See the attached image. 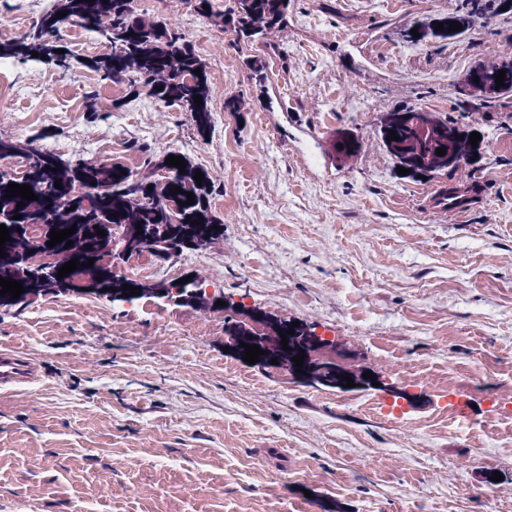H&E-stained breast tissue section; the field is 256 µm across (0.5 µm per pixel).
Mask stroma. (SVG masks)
Listing matches in <instances>:
<instances>
[{
    "instance_id": "35a3bbf8",
    "label": "stroma",
    "mask_w": 512,
    "mask_h": 512,
    "mask_svg": "<svg viewBox=\"0 0 512 512\" xmlns=\"http://www.w3.org/2000/svg\"><path fill=\"white\" fill-rule=\"evenodd\" d=\"M49 5L0 0V40ZM212 5L204 18L190 0L134 2L205 60L207 135L101 73L4 58L0 137L138 176L151 154L188 157L215 180L223 241L132 262L327 332L418 404L248 364L225 348L221 311L42 296L0 308V346L40 368L0 390V512H512V98L461 108L463 76L512 41V13L291 0L286 24L247 46L220 25L232 0ZM450 19L460 31L437 30ZM91 92L108 107L94 119ZM406 106L481 136V195L460 217L425 206L449 176L398 174L382 143V115ZM342 134L357 154L337 155ZM109 140L121 151L99 152Z\"/></svg>"
}]
</instances>
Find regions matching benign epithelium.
I'll list each match as a JSON object with an SVG mask.
<instances>
[{
  "label": "benign epithelium",
  "instance_id": "obj_1",
  "mask_svg": "<svg viewBox=\"0 0 512 512\" xmlns=\"http://www.w3.org/2000/svg\"><path fill=\"white\" fill-rule=\"evenodd\" d=\"M507 69V62L495 58L489 62L474 67L465 75L462 88L466 94H476L485 99H494L500 95L494 75ZM401 125L409 131L406 138L386 143L388 151L399 161L403 168L411 170L415 175L431 173L444 167L448 173L471 175V157L480 151L470 144L469 139L458 135H446L439 117L434 112L419 107L397 109L387 115L381 127L382 137L390 135L393 126ZM431 141L444 143L446 154L439 156L423 150V145ZM25 237L30 246L25 248L19 258L21 265L36 274L41 287L31 290L30 295L51 294L63 295H97L105 297L112 303L129 306L143 296H152L180 305L191 306L201 311L216 308V302H224L222 308L231 312L240 325L241 332L231 329L227 333L225 344L238 354H244L240 343L256 344L265 354L259 356L257 365L268 366L271 359H276V368L295 374V362L291 358L305 350L302 373L298 374L305 382L328 388H337L339 384H347L345 378L350 377L354 383L365 387L375 383V379L363 378L364 369L353 364L354 354L346 347L336 343L330 336L315 329L301 325L295 328V333L288 336V349H283L281 335L292 327V323L278 319L259 309L250 308L237 302H230L224 297H217L200 287L199 280L193 278L187 283L171 284L157 282L154 284H139L141 295L136 291H123L118 287L115 291H103L111 286L112 278L117 276L115 267L110 264L108 254L132 256L156 242L152 236L138 234L131 224H103L99 229L105 231L102 237L107 243L104 250L94 249L88 257L82 260L84 266L67 274L65 278L57 279V271L70 260L76 258L71 248L61 242L53 247L47 246L49 232L45 225H23ZM94 259L93 266L88 267V259Z\"/></svg>",
  "mask_w": 512,
  "mask_h": 512
}]
</instances>
